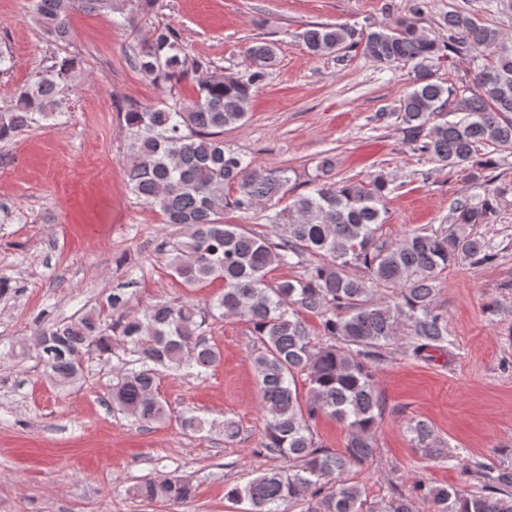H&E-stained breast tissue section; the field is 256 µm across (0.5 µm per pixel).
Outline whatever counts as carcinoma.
I'll list each match as a JSON object with an SVG mask.
<instances>
[{"instance_id": "obj_1", "label": "carcinoma", "mask_w": 512, "mask_h": 512, "mask_svg": "<svg viewBox=\"0 0 512 512\" xmlns=\"http://www.w3.org/2000/svg\"><path fill=\"white\" fill-rule=\"evenodd\" d=\"M149 5L150 0H32L36 22L62 43L76 9L106 11L115 25L133 30ZM418 13L361 34L343 24H319L299 38L317 57L359 47L384 67L413 64L414 83L397 112L408 144L444 167L475 166L468 176L483 189L455 203V230L384 237L379 230L390 181L382 175L357 182L316 178L309 192L297 194L289 169L253 167L224 145V128L247 119L254 92L276 64L277 47L265 40L250 45L241 74L205 73L178 34L158 26L132 45L135 68L170 91L192 74L197 94L120 111L128 138L123 172L145 205L184 229L168 252L172 276L187 289L221 279L224 291L206 310L178 299L131 312L126 293L117 289L104 305L67 323H36L23 346L55 386L78 383L90 355L107 362L117 358L113 409L144 425L175 418L181 429L195 433L213 423L192 411L173 416L159 396L158 379L164 372L205 373L221 357L206 339L208 320H245L257 342L252 365L264 414L260 447L284 465L227 490V499L246 505L243 512H284L294 502L305 504L303 512H414L411 498L395 486L371 499L344 478L372 462L377 451L383 405L370 363L381 360L382 350L397 343L403 330L418 356L448 351L452 341L447 314L436 304L437 277L460 261L489 259V245L468 227L488 223L504 195L483 176L494 160L479 163L475 157L483 148L512 153V37L473 10L454 9L443 17L448 36L442 42L419 26ZM452 54L469 58L458 92L433 81L432 69ZM77 69V59L64 56L18 87L11 104L0 109V143L67 114ZM445 109L461 117L430 124ZM286 197L291 202L277 209ZM257 212L271 234L224 221L226 214ZM280 267L298 275L269 283L268 274ZM381 285L393 293L378 301L372 292ZM323 416L346 423L345 452L316 441L314 423ZM409 432L426 456L448 457L427 423L417 421ZM468 470L478 481L470 492L423 478L415 480V492L431 512H512V466L472 462ZM129 493L174 506L191 496L192 485L179 477H143Z\"/></svg>"}]
</instances>
